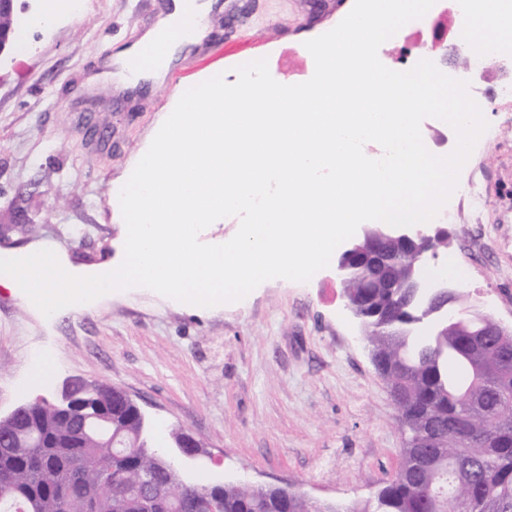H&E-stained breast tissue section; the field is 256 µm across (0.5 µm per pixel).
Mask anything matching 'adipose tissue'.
I'll list each match as a JSON object with an SVG mask.
<instances>
[{"mask_svg": "<svg viewBox=\"0 0 512 512\" xmlns=\"http://www.w3.org/2000/svg\"><path fill=\"white\" fill-rule=\"evenodd\" d=\"M216 8L215 0H171L152 27L114 53L111 71L88 77L89 89L121 93L163 83L182 56L192 52ZM481 42L512 48V11L506 10L505 0H481L475 15L463 17L461 48Z\"/></svg>", "mask_w": 512, "mask_h": 512, "instance_id": "obj_1", "label": "adipose tissue"}]
</instances>
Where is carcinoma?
<instances>
[{
  "label": "carcinoma",
  "mask_w": 512,
  "mask_h": 512,
  "mask_svg": "<svg viewBox=\"0 0 512 512\" xmlns=\"http://www.w3.org/2000/svg\"><path fill=\"white\" fill-rule=\"evenodd\" d=\"M391 251L386 268L369 259L350 265L343 292L364 301L365 340L376 371L397 393L399 420L414 430L440 426L445 433L438 448H401L394 478L373 495L345 507L315 508L293 490L285 497L277 488L235 483L191 489L179 471L161 467L141 448L145 428L131 406L112 419V435L129 447L115 448L112 435L97 434L75 447L65 435L81 418L79 409L112 415V397L91 382L77 390L78 411L69 418L48 408L38 425L22 417L0 423V439L11 444L0 452V512H159L130 495L146 475L189 512H254L257 499L262 512H512V348L493 335L466 343L456 332L445 339L457 350L450 358L415 346L403 308L413 262L406 251ZM77 480L82 493L67 495ZM437 490L439 499L430 495Z\"/></svg>",
  "instance_id": "1"
}]
</instances>
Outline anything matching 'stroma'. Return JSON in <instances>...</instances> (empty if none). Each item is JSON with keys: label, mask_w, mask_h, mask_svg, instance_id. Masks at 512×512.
<instances>
[{"label": "stroma", "mask_w": 512, "mask_h": 512, "mask_svg": "<svg viewBox=\"0 0 512 512\" xmlns=\"http://www.w3.org/2000/svg\"><path fill=\"white\" fill-rule=\"evenodd\" d=\"M168 0H83L73 17L30 28L29 49L0 63V252L54 241L77 264L119 258L123 227L111 218L123 175L176 91L226 60L267 58L279 82L315 71L306 41L351 10L352 0H221L179 83L132 98L85 88L114 48L136 41ZM415 39L405 31L378 50L389 68L428 59L468 74L461 24L439 12ZM512 55L484 62L473 96L489 123L443 208L445 257L459 270L465 308L512 327ZM335 266L309 282L272 279L247 300L198 312L146 288L118 291L86 310L43 318L0 294V415L60 398L82 379L119 387L152 427L184 431L212 463L188 470L199 486L246 478L348 503L397 472V411L358 321L346 309Z\"/></svg>", "instance_id": "35a3bbf8"}]
</instances>
